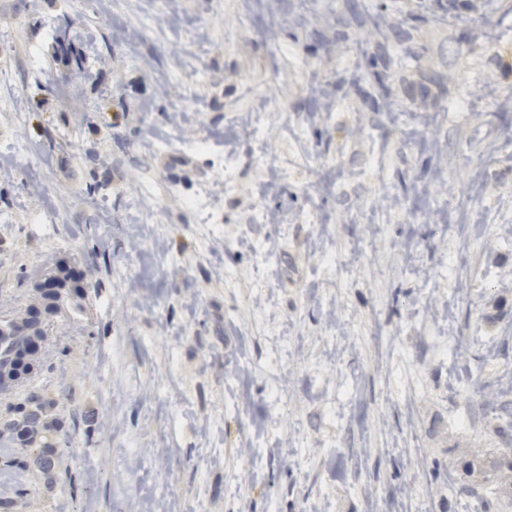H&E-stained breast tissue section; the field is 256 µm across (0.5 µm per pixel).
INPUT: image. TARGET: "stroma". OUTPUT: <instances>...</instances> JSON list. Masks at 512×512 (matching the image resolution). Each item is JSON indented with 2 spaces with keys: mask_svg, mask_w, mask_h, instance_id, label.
Returning <instances> with one entry per match:
<instances>
[{
  "mask_svg": "<svg viewBox=\"0 0 512 512\" xmlns=\"http://www.w3.org/2000/svg\"><path fill=\"white\" fill-rule=\"evenodd\" d=\"M362 1L0 0V317L57 261L92 285L31 385L61 464L0 472L20 512H500L512 0ZM71 27V23L67 19L59 26L55 38V51L58 56L71 63L76 69L87 73L93 66L94 58L75 46L76 36L71 33ZM375 60V65L377 66V61L380 62L382 69L377 70L372 74V80L370 81L369 91L367 92V97L371 99L374 103H376L378 99L384 100L390 95L388 71L390 69L391 59L388 57L384 46H382L381 44L378 45Z\"/></svg>",
  "mask_w": 512,
  "mask_h": 512,
  "instance_id": "stroma-1",
  "label": "stroma"
}]
</instances>
